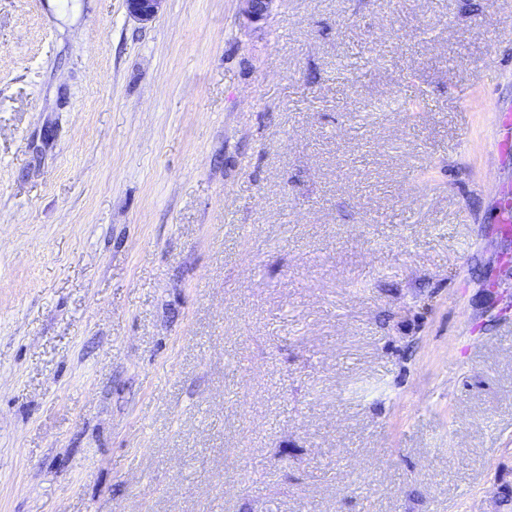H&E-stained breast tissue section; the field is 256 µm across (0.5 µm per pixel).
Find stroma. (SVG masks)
<instances>
[{"label":"stroma","mask_w":512,"mask_h":512,"mask_svg":"<svg viewBox=\"0 0 512 512\" xmlns=\"http://www.w3.org/2000/svg\"><path fill=\"white\" fill-rule=\"evenodd\" d=\"M243 8L0 0V512H512V0ZM164 0H124L128 14L142 24L151 23ZM494 151L503 160L512 156V103H503L497 107ZM492 208L497 211V233L512 240V179L501 181L493 198Z\"/></svg>","instance_id":"stroma-1"}]
</instances>
